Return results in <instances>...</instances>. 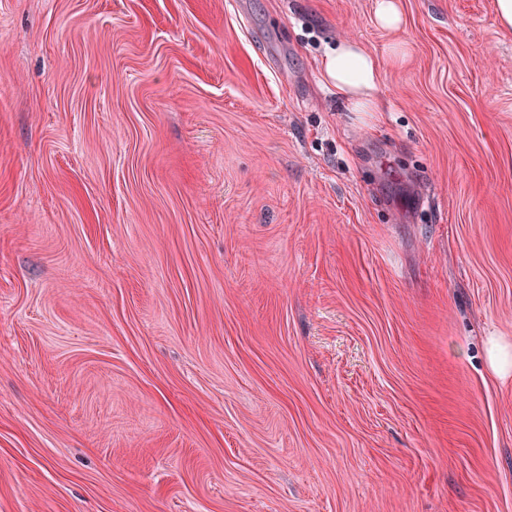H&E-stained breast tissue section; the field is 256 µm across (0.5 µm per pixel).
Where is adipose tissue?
<instances>
[{
    "label": "adipose tissue",
    "mask_w": 512,
    "mask_h": 512,
    "mask_svg": "<svg viewBox=\"0 0 512 512\" xmlns=\"http://www.w3.org/2000/svg\"><path fill=\"white\" fill-rule=\"evenodd\" d=\"M324 82L333 88L352 112H378L379 61L358 42L342 39L330 47L321 63Z\"/></svg>",
    "instance_id": "obj_1"
}]
</instances>
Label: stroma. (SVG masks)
Here are the masks:
<instances>
[{
	"label": "stroma",
	"instance_id": "stroma-1",
	"mask_svg": "<svg viewBox=\"0 0 512 512\" xmlns=\"http://www.w3.org/2000/svg\"><path fill=\"white\" fill-rule=\"evenodd\" d=\"M400 4L0 0V512H512V33ZM375 18L377 25L382 29H398L402 24V15L397 0H378ZM324 82L334 90L350 112H379L377 57L353 40H338L330 47L321 63Z\"/></svg>",
	"mask_w": 512,
	"mask_h": 512
}]
</instances>
